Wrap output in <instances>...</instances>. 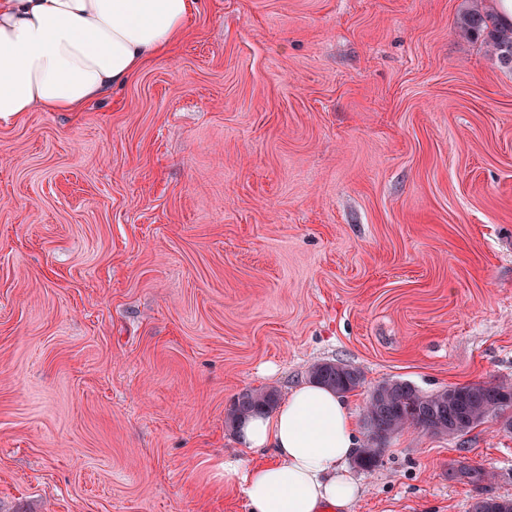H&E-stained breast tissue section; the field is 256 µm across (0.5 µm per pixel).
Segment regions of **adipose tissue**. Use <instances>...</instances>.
Instances as JSON below:
<instances>
[{
	"instance_id": "1",
	"label": "adipose tissue",
	"mask_w": 512,
	"mask_h": 512,
	"mask_svg": "<svg viewBox=\"0 0 512 512\" xmlns=\"http://www.w3.org/2000/svg\"><path fill=\"white\" fill-rule=\"evenodd\" d=\"M197 0H0V118L39 108L78 112L175 46ZM272 461L224 459V488L247 512H349L360 485L347 463L358 426L347 398L293 388L271 414L238 428Z\"/></svg>"
}]
</instances>
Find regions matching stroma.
<instances>
[{
	"label": "stroma",
	"instance_id": "1",
	"mask_svg": "<svg viewBox=\"0 0 512 512\" xmlns=\"http://www.w3.org/2000/svg\"><path fill=\"white\" fill-rule=\"evenodd\" d=\"M493 3L198 0L103 101L0 118V512H245L233 400L322 362L359 416L512 383V67L458 33ZM354 475L351 512H470L512 432Z\"/></svg>",
	"mask_w": 512,
	"mask_h": 512
}]
</instances>
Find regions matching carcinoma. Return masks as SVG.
<instances>
[{
	"label": "carcinoma",
	"instance_id": "obj_1",
	"mask_svg": "<svg viewBox=\"0 0 512 512\" xmlns=\"http://www.w3.org/2000/svg\"><path fill=\"white\" fill-rule=\"evenodd\" d=\"M458 30L466 38L485 36L489 51L501 63L512 66V25L504 26L494 15L475 8L463 16ZM311 376L314 382L343 395L362 383L359 369L340 362L317 364ZM279 400L280 395L274 388L246 390L228 410L227 420L235 424L256 413H269ZM366 416L378 429L392 434L408 426L424 429L437 422L448 430V435L458 436L493 416L503 419V428L509 432L512 430V384L474 383L427 394L406 381H387L370 392ZM355 461L365 471L378 466L380 455L374 450L371 436H366V443L358 449Z\"/></svg>",
	"mask_w": 512,
	"mask_h": 512
}]
</instances>
